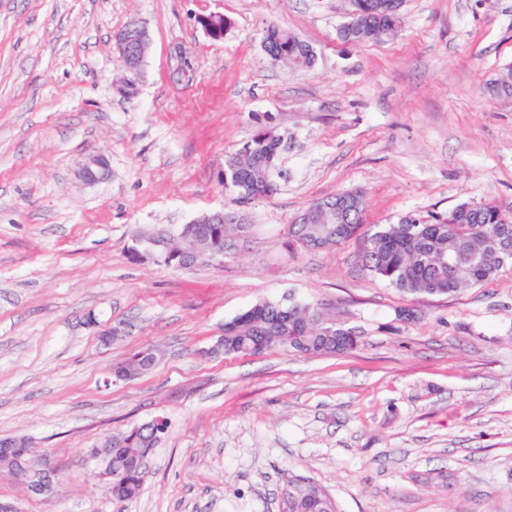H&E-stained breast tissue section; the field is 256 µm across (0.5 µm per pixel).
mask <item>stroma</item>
Wrapping results in <instances>:
<instances>
[{
    "instance_id": "1",
    "label": "stroma",
    "mask_w": 512,
    "mask_h": 512,
    "mask_svg": "<svg viewBox=\"0 0 512 512\" xmlns=\"http://www.w3.org/2000/svg\"><path fill=\"white\" fill-rule=\"evenodd\" d=\"M348 0H0V438L55 471L36 494L0 469V512H277L288 477L338 512H512V264L448 296L363 271L360 237L303 247L313 203L363 191L366 227L460 203H512V0H405L396 36L343 43ZM233 25L218 41L202 17ZM144 25L138 94L114 34ZM313 49L271 60L267 28ZM194 64L174 76L175 49ZM284 140L274 194L241 201L224 165L260 126ZM106 158L110 176L78 170ZM244 219L223 263L129 259L140 232ZM321 307L356 350L224 355V325L259 301ZM410 307L415 318L400 321ZM112 341H103L108 331ZM152 347L151 370L113 363ZM166 428L138 496L118 500L90 452ZM109 174V164L105 158L100 155L89 157L79 172L80 178L88 183L103 181L108 178Z\"/></svg>"
}]
</instances>
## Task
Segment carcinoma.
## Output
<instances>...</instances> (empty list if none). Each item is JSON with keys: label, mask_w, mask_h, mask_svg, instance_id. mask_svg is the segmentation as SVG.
Listing matches in <instances>:
<instances>
[{"label": "carcinoma", "mask_w": 512, "mask_h": 512, "mask_svg": "<svg viewBox=\"0 0 512 512\" xmlns=\"http://www.w3.org/2000/svg\"><path fill=\"white\" fill-rule=\"evenodd\" d=\"M378 7L344 25L338 38L348 42H369L395 34L401 14L390 12L393 0H375ZM495 97L512 96V68L502 71L488 87ZM281 138L263 129L243 144L224 168V187L243 193L255 186L274 184L273 173L281 153ZM365 203L351 212L347 224L327 241H322L324 225L292 224L290 234L306 247L333 245L348 240L362 229ZM464 224L475 229L460 234ZM245 224H190L186 232L201 242L224 247L229 252L244 236ZM359 259L363 270L414 297L449 295L463 286L476 285L494 277L512 263V205L461 203L445 212L413 213L395 224H384L367 234ZM354 332L327 318L320 308L298 302L260 301L224 325L226 354H249L282 347L300 354L332 355L358 347ZM158 361L154 348H144L112 366L120 379L135 375L142 365L152 368ZM163 430L152 427L131 429L112 435V496H136L143 478L125 477L126 463L138 448H152ZM288 498L284 512H337L329 494L308 479L288 478Z\"/></svg>", "instance_id": "carcinoma-1"}]
</instances>
